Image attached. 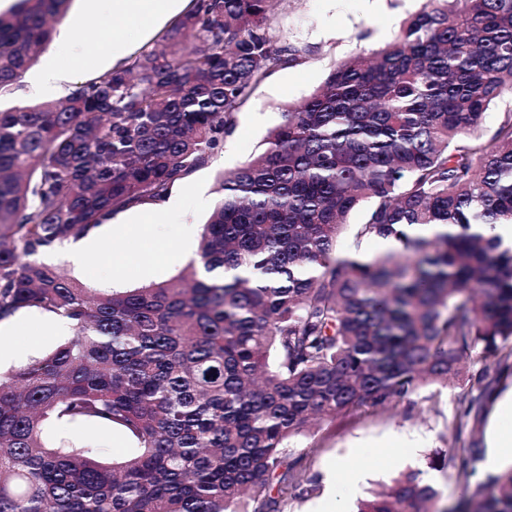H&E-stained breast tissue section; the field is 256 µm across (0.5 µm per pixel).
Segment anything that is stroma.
Listing matches in <instances>:
<instances>
[{
  "label": "stroma",
  "mask_w": 512,
  "mask_h": 512,
  "mask_svg": "<svg viewBox=\"0 0 512 512\" xmlns=\"http://www.w3.org/2000/svg\"><path fill=\"white\" fill-rule=\"evenodd\" d=\"M424 0H278L271 12V26L280 42L296 46L302 52L300 62L273 71L254 89L240 107L234 132L225 138L224 146L209 163L198 169L177 188L184 201L185 217L180 224H163L158 230L136 223V209L124 210L129 224L127 234L111 238L110 248L125 254L128 263L114 271L101 254L88 252L82 265L67 258L68 245L43 253L41 259L72 279L94 288H138L169 282L187 267L179 251L196 253L198 228L208 219L218 198V178L234 170L264 148V139L281 121L284 109L304 102L341 60L357 54H370L381 49L398 33L407 14L417 11ZM56 33L76 35L96 44L111 34L108 19L95 13L93 0H73L66 16L55 27ZM54 64L60 79L52 95H45L29 81H21L12 93L0 97V106L8 108L25 101L45 98L61 100L76 86L109 71L112 61L89 55L80 71H72L67 56H52L43 50L37 65ZM45 315L22 312L11 342L24 349L27 362H34L61 345L57 336L47 335ZM467 387L459 380L445 386L422 389L412 402H398L386 408L335 421L323 422L295 438L290 444L314 489L289 497L286 512H316L328 494L326 474L337 460L366 471L364 482L347 491L346 507L357 499L390 484L392 478L407 468H426L435 450L447 449L452 423L459 400ZM79 442L99 448L105 456L120 459L132 453L135 444L117 429L85 425ZM401 440H416L420 446L404 459L376 460L378 448H391Z\"/></svg>",
  "instance_id": "stroma-1"
}]
</instances>
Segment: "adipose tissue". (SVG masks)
<instances>
[{"instance_id": "ef3b65f1", "label": "adipose tissue", "mask_w": 512, "mask_h": 512, "mask_svg": "<svg viewBox=\"0 0 512 512\" xmlns=\"http://www.w3.org/2000/svg\"><path fill=\"white\" fill-rule=\"evenodd\" d=\"M177 0H95L98 13L112 21V53L120 55L128 34L134 28H149L159 18L170 13ZM512 465V397L497 404V416L487 445L484 468L493 472Z\"/></svg>"}]
</instances>
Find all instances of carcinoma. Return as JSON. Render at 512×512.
<instances>
[{
    "mask_svg": "<svg viewBox=\"0 0 512 512\" xmlns=\"http://www.w3.org/2000/svg\"><path fill=\"white\" fill-rule=\"evenodd\" d=\"M270 0H191L160 42L65 99L0 110V320H67L73 336L0 372V512H283L308 482L289 445L314 422L470 379L430 468L473 475L463 439L512 372V0H427L387 46L340 62L282 112L265 149L220 177L197 259L170 283L103 293L39 260L120 211L157 204L208 164L239 108L299 59ZM71 0L0 10V91L53 39ZM371 203L363 222L352 211ZM350 240V252L338 243ZM399 247L363 262L362 243ZM117 428L106 459L52 447L47 422ZM421 469L356 512H438ZM460 512H512V470ZM507 112H512V95H510V93L505 94L487 109L483 120L481 138L484 143L490 142L494 132Z\"/></svg>",
    "mask_w": 512,
    "mask_h": 512,
    "instance_id": "1",
    "label": "carcinoma"
}]
</instances>
